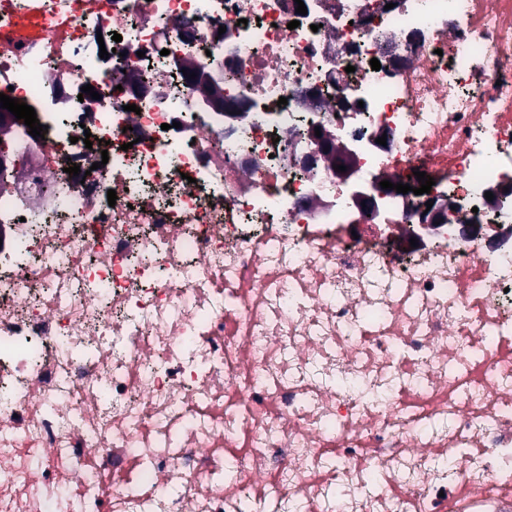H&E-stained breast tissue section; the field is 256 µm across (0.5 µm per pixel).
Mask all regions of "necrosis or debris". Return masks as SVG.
<instances>
[{"mask_svg":"<svg viewBox=\"0 0 512 512\" xmlns=\"http://www.w3.org/2000/svg\"><path fill=\"white\" fill-rule=\"evenodd\" d=\"M21 11L0 512H512V0ZM44 21L37 12L31 11L19 14L11 31L6 35L15 42H26L33 40L43 34Z\"/></svg>","mask_w":512,"mask_h":512,"instance_id":"obj_1","label":"necrosis or debris"}]
</instances>
